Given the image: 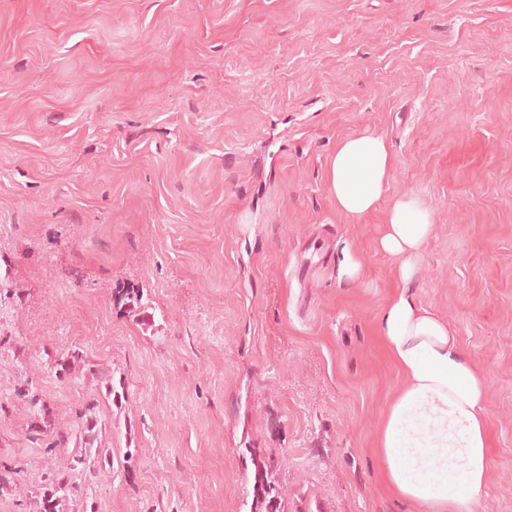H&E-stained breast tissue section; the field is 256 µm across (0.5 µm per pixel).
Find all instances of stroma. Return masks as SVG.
I'll list each match as a JSON object with an SVG mask.
<instances>
[{"mask_svg": "<svg viewBox=\"0 0 512 512\" xmlns=\"http://www.w3.org/2000/svg\"><path fill=\"white\" fill-rule=\"evenodd\" d=\"M363 132L393 164L354 219L329 164ZM407 197L433 229L406 282L379 240ZM2 275L0 462L27 493L55 462L28 378L65 419L99 400L96 512H249L253 448L289 512H414L375 451L404 290L484 378L475 512H512V0H0ZM125 282L147 324L114 309ZM75 347L122 404L56 378Z\"/></svg>", "mask_w": 512, "mask_h": 512, "instance_id": "stroma-1", "label": "stroma"}]
</instances>
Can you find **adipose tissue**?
I'll list each match as a JSON object with an SVG mask.
<instances>
[{"label": "adipose tissue", "instance_id": "obj_1", "mask_svg": "<svg viewBox=\"0 0 512 512\" xmlns=\"http://www.w3.org/2000/svg\"><path fill=\"white\" fill-rule=\"evenodd\" d=\"M392 156L383 137L342 140L331 161L329 190L341 213L356 218L385 192ZM427 210L416 199L397 202L380 240L400 261L402 279L430 235ZM379 334L405 376L385 413L378 451L392 491L418 512H474L492 461L482 426L485 383L453 331L405 292L379 320Z\"/></svg>", "mask_w": 512, "mask_h": 512}]
</instances>
